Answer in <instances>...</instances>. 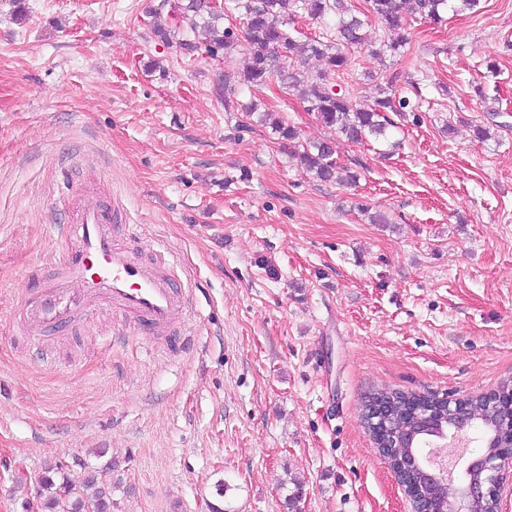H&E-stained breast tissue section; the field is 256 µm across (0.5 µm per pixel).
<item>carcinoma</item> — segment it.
<instances>
[{
    "mask_svg": "<svg viewBox=\"0 0 512 512\" xmlns=\"http://www.w3.org/2000/svg\"><path fill=\"white\" fill-rule=\"evenodd\" d=\"M370 12L386 36L370 42L364 31L367 22L353 13L347 0H224V9L214 10L208 0H176L171 11L190 29L205 32V49L213 57L242 44L246 54L245 66L233 74H224V94L236 95L242 88L261 89L276 81L293 92L305 111L313 113L324 125L350 143L374 141L386 143L394 127L391 115L417 112L419 106L392 93L394 79L386 85H375L372 103L361 108L353 102L354 88L343 86L335 77L350 71L354 48H367L380 62L402 53L407 37L404 23L425 18L433 24L444 20L450 11L472 10L479 0H369ZM239 14L243 31L236 34L229 27L219 26L228 14ZM308 17L325 21V34L316 38L300 37L289 31L294 19ZM319 67H305L309 60ZM247 116H257L258 123L271 129L277 139L292 143L299 139L298 130L281 121L270 120L271 111L262 103L251 100L237 103ZM336 143L331 140L312 142L297 152L301 168L320 183L356 184L358 174L337 161ZM388 401L392 410L397 404L419 395L405 392L378 391L365 397L369 403L376 397ZM467 416L456 421L442 417L441 429L451 432L460 427L479 431L486 448L496 450V443L505 438L503 421L512 419V403L494 409L486 406L485 398L467 400ZM45 494L44 507L48 512H86L90 506L98 512H110L112 506V462L100 467L90 466L81 477H73L62 467H49L39 482Z\"/></svg>",
    "mask_w": 512,
    "mask_h": 512,
    "instance_id": "cac0c4a2",
    "label": "carcinoma"
}]
</instances>
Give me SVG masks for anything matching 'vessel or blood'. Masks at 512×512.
Masks as SVG:
<instances>
[{
	"mask_svg": "<svg viewBox=\"0 0 512 512\" xmlns=\"http://www.w3.org/2000/svg\"><path fill=\"white\" fill-rule=\"evenodd\" d=\"M111 205L84 199L59 238L67 246L49 283L24 296L20 307L30 334L73 327L91 307L114 309L133 331L177 334L191 307L188 285L176 282L168 263L145 260L117 241Z\"/></svg>",
	"mask_w": 512,
	"mask_h": 512,
	"instance_id": "vessel-or-blood-1",
	"label": "vessel or blood"
}]
</instances>
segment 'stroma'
Listing matches in <instances>:
<instances>
[{"label": "stroma", "mask_w": 512, "mask_h": 512, "mask_svg": "<svg viewBox=\"0 0 512 512\" xmlns=\"http://www.w3.org/2000/svg\"><path fill=\"white\" fill-rule=\"evenodd\" d=\"M161 3L0 0V512L39 503L49 466L97 465L96 448L112 512H413L364 395L512 388V0L411 21L383 64L352 51L357 104L393 76L421 106L391 157L263 91L301 141L335 140L353 187L313 181L227 108L243 47L211 57L185 25L162 42ZM75 185L130 213L118 240L189 280L182 335L126 333L106 306L26 333L18 299L64 253L53 227Z\"/></svg>", "instance_id": "1"}]
</instances>
